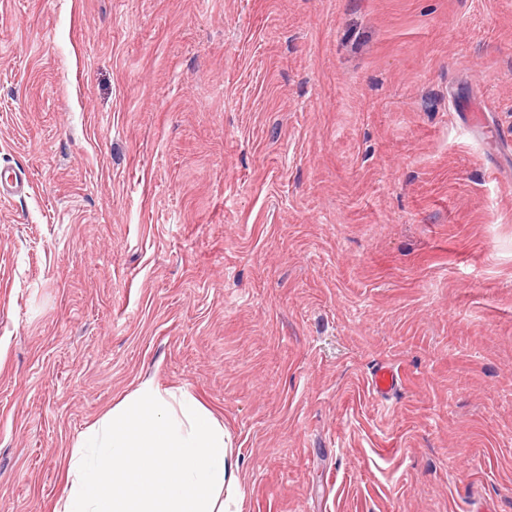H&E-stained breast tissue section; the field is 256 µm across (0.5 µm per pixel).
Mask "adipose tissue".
<instances>
[{
    "label": "adipose tissue",
    "instance_id": "obj_1",
    "mask_svg": "<svg viewBox=\"0 0 512 512\" xmlns=\"http://www.w3.org/2000/svg\"><path fill=\"white\" fill-rule=\"evenodd\" d=\"M224 427L184 389L147 379L67 461L55 512H230Z\"/></svg>",
    "mask_w": 512,
    "mask_h": 512
}]
</instances>
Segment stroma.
Segmentation results:
<instances>
[{
	"label": "stroma",
	"instance_id": "stroma-1",
	"mask_svg": "<svg viewBox=\"0 0 512 512\" xmlns=\"http://www.w3.org/2000/svg\"><path fill=\"white\" fill-rule=\"evenodd\" d=\"M4 169L0 512L147 378L236 512H512V0H0ZM399 372L390 366H384L376 370L370 379V391L381 398L389 395L399 386Z\"/></svg>",
	"mask_w": 512,
	"mask_h": 512
}]
</instances>
